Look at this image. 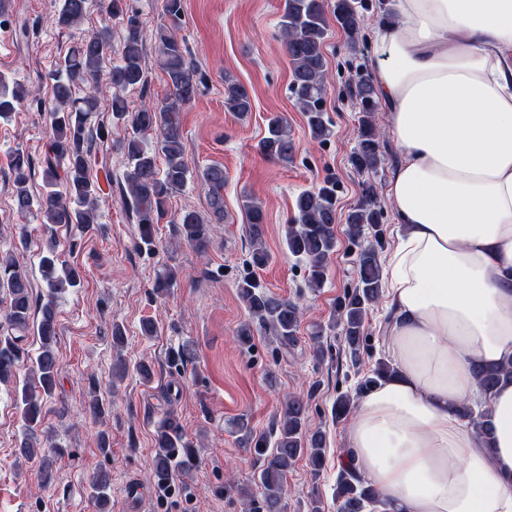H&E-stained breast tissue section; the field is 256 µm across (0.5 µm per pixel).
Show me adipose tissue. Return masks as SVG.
<instances>
[{"instance_id": "1", "label": "adipose tissue", "mask_w": 512, "mask_h": 512, "mask_svg": "<svg viewBox=\"0 0 512 512\" xmlns=\"http://www.w3.org/2000/svg\"><path fill=\"white\" fill-rule=\"evenodd\" d=\"M375 87L401 161L384 263L393 374L360 396L340 461L374 512H512V383L491 436L462 417L475 365L512 358V0H393Z\"/></svg>"}]
</instances>
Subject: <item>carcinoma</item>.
<instances>
[{"mask_svg": "<svg viewBox=\"0 0 512 512\" xmlns=\"http://www.w3.org/2000/svg\"><path fill=\"white\" fill-rule=\"evenodd\" d=\"M100 8L111 17H122L124 35L118 49V59L104 66L112 51V29L104 24L80 38L66 54L57 69L49 74L54 109L48 113L53 137L41 157L42 195L34 199L29 181L32 179L30 161L16 155L13 171L12 202L22 218L34 213L42 224L88 227L96 223L99 205V185L89 169L91 129L88 120L98 111L101 94L110 96L112 116L130 127L119 143L125 159L123 172L124 205L135 216L137 233L134 248L151 251L156 246L155 224L167 214L170 195L186 186L191 177L185 156L180 112L193 102L202 78L189 58L187 47L176 34V25L184 13L183 0H164L163 12L170 24L158 26L153 39L157 45L159 67L166 76L167 92L161 98L141 103L129 109L126 94L147 86L145 68V33L136 11L127 7L126 0L100 2ZM360 0H283L279 18V37L291 65V95L303 112L311 139L320 145L332 135V124L326 116L325 98L328 72L322 52L330 22H336L349 38L348 47L360 49ZM89 11V0H63L56 17L61 29L79 28ZM224 104L243 119L252 111L248 89L240 82L224 77ZM349 92L356 101L359 117V136L352 162L360 172L377 173L385 163L381 149V131L375 115L380 109L377 91L369 74L359 73ZM25 98L19 85L12 87L0 78V118L6 119ZM258 149L265 157L288 165L295 155V140L288 121L279 115L268 119L265 136ZM209 187L210 215L224 217V168L213 165L201 172ZM339 186L327 178L322 184L301 192L294 205V216L285 227L288 252L305 262L307 286L314 290L323 287L329 260L336 251V203ZM247 216L250 257L244 273L237 281V293L252 319L275 336L279 348L289 350L298 342L297 333L303 317L299 301L277 297L266 291L256 270L266 266L270 254L264 243L265 212L253 196L244 195ZM381 207L377 187L367 182L359 203L347 216V234L357 248L356 274L353 287L344 291L336 303L333 326L341 327L343 351L351 365L360 363L362 353L369 349L366 319L372 307L383 295L382 267L378 246ZM174 223L183 241L199 253L210 245L211 220L193 210L180 213ZM39 265L47 283L46 301L33 307L32 286L26 274L20 272L12 254L0 252V289L5 304L4 319L8 329L0 333V385L14 376L16 362L22 355L21 343L25 333L33 332L40 341V351L32 360L33 379L15 388L16 401L21 408L23 434L20 452L29 459L52 444L51 437L39 430L43 400L52 397L59 373V361L54 348L57 336L58 295L81 282L80 271L60 257L54 243H48L40 256ZM176 280V270L167 267L154 284V294L164 295ZM391 372L390 364L380 359L358 381L354 391L337 393L331 415L337 421L350 416L357 398ZM475 376L484 395H489L503 381L512 379V361L500 365L476 367ZM314 392L288 397L278 419L271 428L255 435L245 424L238 430L245 433L260 463L254 483L261 488L260 500L245 505L246 512H283L284 486L288 471L301 456L308 459L311 476L319 477L324 461L325 439L322 431H310L307 413ZM463 415L483 434H489L490 409L474 415L472 408H463ZM40 458V457H38ZM49 467V459L40 458ZM197 456L185 440L182 429L167 418L157 431L153 480L157 487L167 485L174 471L189 473ZM109 475L95 473L91 489L99 512H112L108 493ZM336 512H365L376 498L373 488L366 485L353 465L339 466L333 494Z\"/></svg>", "mask_w": 512, "mask_h": 512, "instance_id": "1", "label": "carcinoma"}]
</instances>
